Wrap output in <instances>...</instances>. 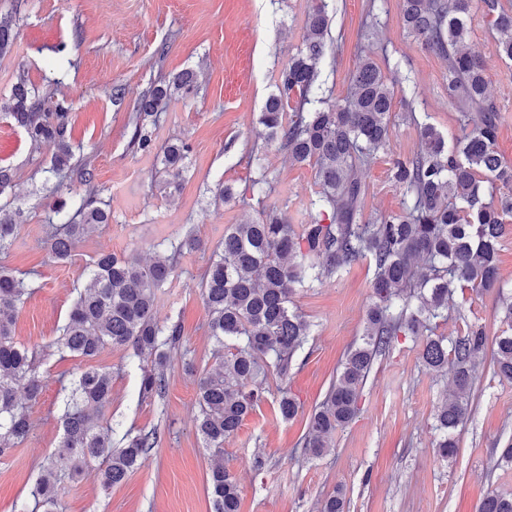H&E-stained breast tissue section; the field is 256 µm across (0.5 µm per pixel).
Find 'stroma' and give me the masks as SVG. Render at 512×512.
<instances>
[{"instance_id": "1", "label": "stroma", "mask_w": 512, "mask_h": 512, "mask_svg": "<svg viewBox=\"0 0 512 512\" xmlns=\"http://www.w3.org/2000/svg\"><path fill=\"white\" fill-rule=\"evenodd\" d=\"M310 0H26L10 57L0 59V98L8 97L18 73L40 90L73 104L76 160L90 159L94 182L112 221L89 231L65 261L51 258L45 241L50 221L67 214L84 190L79 176L59 192L44 188L42 171L54 149L33 148L24 131L0 113V166L12 168L15 194L0 208H23L26 219L0 266L28 282L32 294L17 313L14 339L40 356L43 393L29 403L28 437L0 456V512H36L31 490L41 464L63 435V399L85 368L77 357L50 347L82 290L85 270L103 251L150 259L171 250L186 234L202 249L184 254L172 281L156 293L155 319L183 327V345L171 353L163 398L139 393L147 363L131 349L108 347L96 359L112 373V400L102 424L112 444L126 434L156 431L158 443L121 485L106 489L95 467L65 483L58 512H213L207 479L223 462L240 486L241 512H317V503L344 490L349 512H478L492 490L512 494V467H496L512 440V385L493 375V352L485 350L481 379L467 421L457 430L456 455L435 452L433 414L452 389L450 372L427 370L419 346L394 339L376 361L363 388L356 417L337 430L322 457L303 459L297 448L307 419L359 340L370 304L373 266L363 260L339 276L297 290L295 308L311 325L296 352L286 383L268 380L264 399L224 445L223 457L205 448L195 427L197 380L213 363L208 311L200 286L212 251L230 225L277 210L289 223L305 221L317 189L315 169L292 163L285 151L266 146L259 117L278 72L301 41ZM331 17L321 78L333 98L343 99L361 56L374 57L394 80L393 121L388 143L363 168L365 217L399 212L402 193L392 179L393 162L420 149L419 128L430 124L446 138L460 133L463 106L448 97V63L424 49L404 29L400 0H328ZM71 45L73 67L52 84L59 43ZM469 46L487 65L489 92L499 111L498 151L512 162V63L499 56L489 19L474 16ZM165 56H157L159 47ZM198 74V97L172 101L153 130L157 143L182 140L191 147L180 193L171 195L155 174L152 155L131 143L133 106L161 78L183 70ZM122 86V104L112 101ZM266 171L271 191L263 203L251 198V182ZM236 198L215 203L218 183ZM463 303L448 310L438 330L464 334L485 326L496 339L508 324L494 291L466 287ZM300 404L283 420L280 386ZM266 466L255 470V457Z\"/></svg>"}]
</instances>
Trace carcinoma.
<instances>
[{"label":"carcinoma","instance_id":"1","mask_svg":"<svg viewBox=\"0 0 512 512\" xmlns=\"http://www.w3.org/2000/svg\"><path fill=\"white\" fill-rule=\"evenodd\" d=\"M401 13L407 31L448 60V96L465 101L468 121L451 145L434 126H421L419 151L397 159L392 168L403 194L402 211L360 223L362 167L388 141L394 91L377 62L364 56L348 95L332 100L319 81L330 17L326 0H312L301 46L281 67L260 124L266 143L279 144L295 163L314 165L319 190L303 224H289L276 211L263 210L257 219L231 225L201 281L208 336L218 352L213 367L199 378L196 426L205 446L217 453L262 401L258 380L271 373L285 379L310 334L308 321L292 308L296 288H309L366 258L373 263V279L363 335L308 417L302 453L318 458L329 451L336 430L356 416L375 360L397 336L418 340L419 356L430 370L452 366L454 391L435 415L436 448L446 459L456 453L455 431L468 416L488 336L477 324L456 337L438 335L435 328L448 317L455 284L498 287V247L512 233V194L504 192L512 189V163L497 152L500 117L487 95L485 63L466 49L468 22L478 13L490 19L500 57L512 61V8L502 0H401ZM15 43L16 22L0 17V59L12 53ZM197 90L196 74L185 70L153 86L134 106L132 143L159 161L157 173L171 195L181 189L190 148L183 141L157 145L145 121L157 125L172 99ZM295 97L297 106L292 107ZM0 111L33 147H55L46 173L59 178L74 168L72 102H45L20 75ZM82 176L86 189L75 212L47 239L48 252L58 261L72 256L89 229L111 223L93 174L86 169ZM23 217L20 209L0 214V252L12 245ZM200 246L189 234L170 255L150 263L133 255L99 254L87 268L88 285L50 347L87 361L107 346L130 347L151 362L141 377V396L162 397L170 352L182 345L183 329L178 322L158 325L156 292L171 281L174 258ZM29 292L23 280L0 269V455L27 438L31 424L24 402L39 400L43 392L37 353L13 339L16 312ZM494 374L500 383L512 384V334L503 333L496 341ZM111 399L108 369L89 366L79 373L63 415L59 451L41 465L32 491L43 512H55L63 476L75 478L96 461L101 485L112 488L125 482L155 447L154 431L128 437L120 448L112 446L111 429L97 416ZM299 409L297 400L280 389L281 418L291 420ZM208 492L213 512H240L238 484L224 466L211 470ZM346 505L345 494L337 490L321 501L319 512H345ZM478 512H512V495L490 492Z\"/></svg>","mask_w":512,"mask_h":512}]
</instances>
